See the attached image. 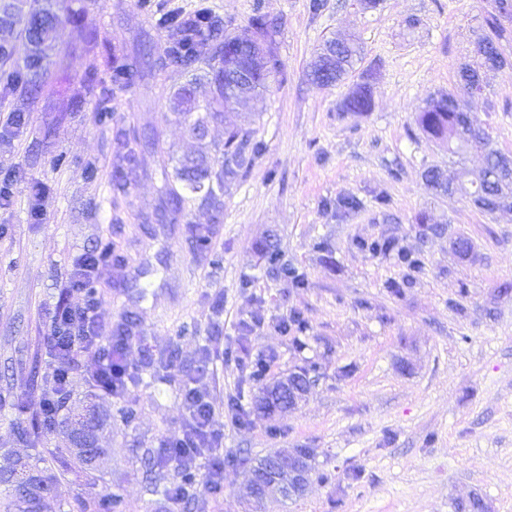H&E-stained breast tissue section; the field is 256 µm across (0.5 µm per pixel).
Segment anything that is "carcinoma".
<instances>
[{"mask_svg": "<svg viewBox=\"0 0 512 512\" xmlns=\"http://www.w3.org/2000/svg\"><path fill=\"white\" fill-rule=\"evenodd\" d=\"M512 18V0H496V13L487 19L490 33L480 37L475 48L477 62L466 65L461 71L477 76L489 59L498 68L507 65V60L498 47L504 37L500 18ZM59 22L55 11V0H41L33 8L24 24V36L31 47L27 69L22 85L31 98L35 97L46 76L43 65V47L50 42ZM170 43L166 56L148 62L152 67L164 68L174 63L192 75V81L179 87L170 100L173 120L186 126L188 133L202 141L208 134L209 123L225 121V110L235 104L254 101L268 88L269 78L281 71V63L274 51L269 28L262 16L252 18L249 27L238 34L224 33V20L218 16L206 15L199 22L194 17L171 15L161 21ZM361 55V47L354 40L325 43L311 64L313 79L324 81V85L342 81L353 69L354 62ZM246 70L253 83L236 92L224 84V71ZM207 79L213 87L212 95L200 104L195 96L193 83ZM476 82L459 80L458 90L441 92L431 97L418 113L416 122L429 138L448 147V152L458 154L468 148H475L489 133L481 122L466 131L459 128L455 99L459 92L469 93ZM372 109L371 87L368 81L355 85L345 98L342 111L369 112ZM221 155L220 166L207 148L185 154L174 166L173 175L165 179L159 199L158 210L163 219L174 224L183 211V196L173 183L195 195L199 207L208 213L207 222L195 225L200 232L199 239L206 242L213 233V225L223 223L224 188L245 176L247 169L263 152V146L252 140L250 132L232 125L224 126V144L215 147ZM361 246L373 254H388L397 251L398 260L408 269L419 272L424 266L422 259L400 247L393 238L363 242ZM266 458L254 462L243 460L245 487L260 476ZM20 475L18 490L30 498H38L53 481L54 476L34 472L28 464L17 458L7 459L0 466V472ZM181 481L178 489L189 496V489L198 483L194 469L186 464L180 467Z\"/></svg>", "mask_w": 512, "mask_h": 512, "instance_id": "obj_1", "label": "carcinoma"}]
</instances>
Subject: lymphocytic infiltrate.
<instances>
[{"label":"lymphocytic infiltrate","mask_w":512,"mask_h":512,"mask_svg":"<svg viewBox=\"0 0 512 512\" xmlns=\"http://www.w3.org/2000/svg\"><path fill=\"white\" fill-rule=\"evenodd\" d=\"M112 262L109 248H95L80 254L67 278L68 293L80 295L79 303L56 304L48 324L53 386L39 401V413L60 415L69 393L68 382L78 369H85L91 390L114 397L128 391L129 337L104 335L105 317L92 284L101 270ZM186 402L190 422L182 435L164 445L167 456L176 463L202 464L207 482L221 478L223 462L205 457V450L221 447L224 424L215 416L210 401L201 392H188Z\"/></svg>","instance_id":"f902f5d3"}]
</instances>
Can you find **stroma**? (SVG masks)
I'll list each match as a JSON object with an SVG mask.
<instances>
[{
    "label": "stroma",
    "mask_w": 512,
    "mask_h": 512,
    "mask_svg": "<svg viewBox=\"0 0 512 512\" xmlns=\"http://www.w3.org/2000/svg\"><path fill=\"white\" fill-rule=\"evenodd\" d=\"M57 0L60 23L46 47L51 77L32 104L23 88L0 98V118L28 107L22 134L0 145V179L13 195L0 208V458L17 455L57 476L31 502L0 482V512H79L112 493L123 512H170L153 492L145 460L189 421L185 396L206 393L224 423L213 454L222 488L183 501L180 512H247L236 459L311 448L316 465L304 494L269 496L261 512H455L476 495L491 512H512V210L488 214L461 195L438 196L424 172L477 174L481 153L457 157L415 123L434 93L454 88L495 0ZM207 9L240 32L254 14L267 21L282 64L258 108L232 122L265 150L247 176L224 191V220L206 249L192 230L204 211L187 205L175 224L153 215L166 172L197 149L170 121L179 68L142 65L162 53L166 13ZM356 34L364 54L341 83L309 76L321 45ZM138 64L132 87L115 67ZM373 108L342 103L367 71ZM484 90L465 97L495 148L512 155V67L486 72ZM155 132L141 149L138 176L116 191L117 129ZM43 188L42 219L32 215ZM360 199L337 214L336 200ZM427 214L429 225L416 223ZM471 249L459 253L457 237ZM393 238L421 254L412 287L389 286L408 270L395 255L361 241ZM305 277L277 275L261 242ZM107 243L120 261L96 283L107 330L134 328L128 362L138 374L126 397L71 380L60 423L38 428L35 404L52 387L46 323L62 298L73 259ZM299 316L304 348L282 324ZM272 358L268 380L310 373L292 409L259 416L257 355ZM136 405L132 423L118 411ZM95 410L102 454L86 463L71 449L75 417Z\"/></svg>",
    "instance_id": "obj_1"
}]
</instances>
